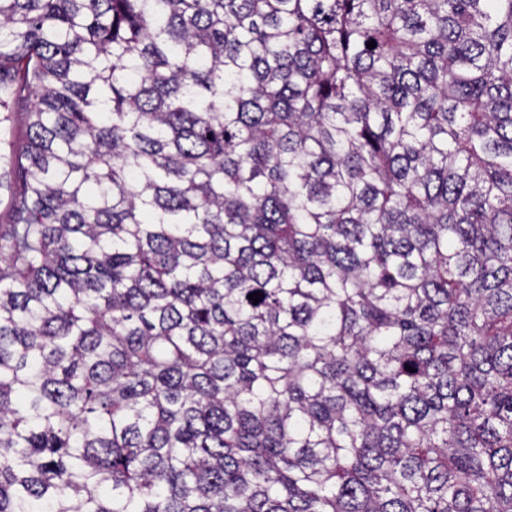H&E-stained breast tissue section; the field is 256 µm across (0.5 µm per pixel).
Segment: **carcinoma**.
<instances>
[{"instance_id": "cac0c4a2", "label": "carcinoma", "mask_w": 512, "mask_h": 512, "mask_svg": "<svg viewBox=\"0 0 512 512\" xmlns=\"http://www.w3.org/2000/svg\"><path fill=\"white\" fill-rule=\"evenodd\" d=\"M25 100L0 512H512V0H0Z\"/></svg>"}]
</instances>
